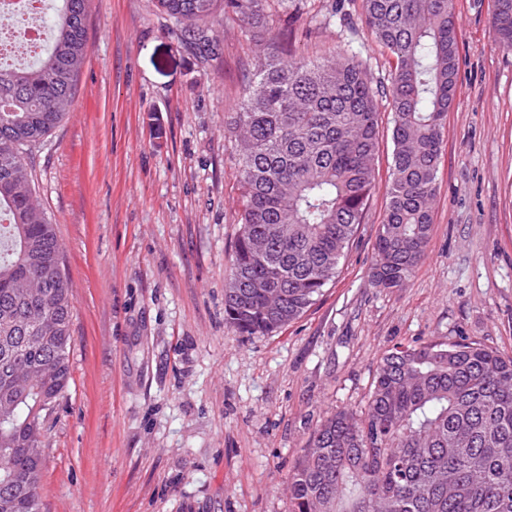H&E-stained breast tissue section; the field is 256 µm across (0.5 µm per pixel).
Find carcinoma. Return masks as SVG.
Masks as SVG:
<instances>
[{
    "label": "carcinoma",
    "instance_id": "cac0c4a2",
    "mask_svg": "<svg viewBox=\"0 0 512 512\" xmlns=\"http://www.w3.org/2000/svg\"><path fill=\"white\" fill-rule=\"evenodd\" d=\"M63 0L32 64L0 65V512H39L43 438L70 385L73 302L63 251L26 151L63 120L86 58L85 13ZM192 44L211 41L217 6L248 37L267 32L226 126L241 213L224 319L269 336L340 273L375 190L379 91L363 61L298 58L280 45L267 0H156ZM392 59L388 204L371 283L403 288L426 255L448 111L456 92V0H362ZM491 26L512 51V0ZM291 512H512V356L478 342L398 346L377 364L363 415L339 408L299 450Z\"/></svg>",
    "mask_w": 512,
    "mask_h": 512
}]
</instances>
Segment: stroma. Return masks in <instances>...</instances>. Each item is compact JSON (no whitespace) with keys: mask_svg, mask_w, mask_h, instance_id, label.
Returning a JSON list of instances; mask_svg holds the SVG:
<instances>
[{"mask_svg":"<svg viewBox=\"0 0 512 512\" xmlns=\"http://www.w3.org/2000/svg\"><path fill=\"white\" fill-rule=\"evenodd\" d=\"M456 9L458 90L423 262L405 287L369 281L392 163L383 99L376 190L339 276L278 332L243 336L224 319L241 200L224 115L260 48L220 16L204 58L155 0H88L73 103L28 154L74 306L40 512H290L299 449L331 411L363 409L384 352L467 340L512 355V51L493 0ZM271 12L297 55L355 53L387 85L362 0Z\"/></svg>","mask_w":512,"mask_h":512,"instance_id":"35a3bbf8","label":"stroma"}]
</instances>
